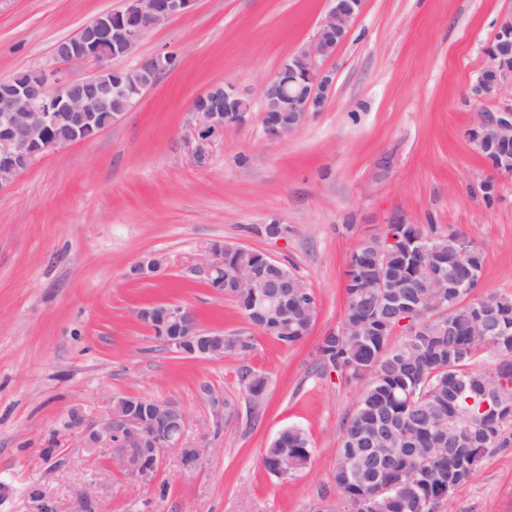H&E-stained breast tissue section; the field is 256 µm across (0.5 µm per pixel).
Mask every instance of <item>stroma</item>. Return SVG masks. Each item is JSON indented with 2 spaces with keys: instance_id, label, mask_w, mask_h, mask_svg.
<instances>
[{
  "instance_id": "35a3bbf8",
  "label": "stroma",
  "mask_w": 512,
  "mask_h": 512,
  "mask_svg": "<svg viewBox=\"0 0 512 512\" xmlns=\"http://www.w3.org/2000/svg\"><path fill=\"white\" fill-rule=\"evenodd\" d=\"M123 0H0V80L60 69L55 45ZM328 0H196L148 31L120 65L172 51L132 110L96 139L35 160L0 185V512H70L93 485L94 512H334L332 474L354 390L315 369L316 347L345 312L347 258L390 220L458 233L486 255L477 297L512 294V176L497 175L466 136L480 111L512 109V92L469 88L512 0H364L327 68L326 111L291 135L264 132L262 89L314 36ZM216 85L249 90L245 122L226 127L204 163L192 155L195 99ZM493 197L485 199L484 186ZM287 234L272 239L264 224ZM212 243L288 265L313 289L317 316L287 347L247 323L197 268ZM158 257L157 276L130 267ZM156 303L196 311L201 329L251 337L247 355L188 358L138 317ZM263 374L252 407L242 369ZM169 402L185 441L209 452L186 468L169 451L151 485L132 489L109 452L90 454L67 426L117 397ZM296 425L315 449L297 476L269 475L262 455ZM40 498H33L32 489ZM450 512H512V447L486 455Z\"/></svg>"
}]
</instances>
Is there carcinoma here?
<instances>
[{"label":"carcinoma","instance_id":"obj_1","mask_svg":"<svg viewBox=\"0 0 512 512\" xmlns=\"http://www.w3.org/2000/svg\"><path fill=\"white\" fill-rule=\"evenodd\" d=\"M159 74L123 69L112 79L155 84ZM78 118L61 114L54 133L68 139ZM404 246L371 239L348 256L358 271L345 284L344 321L355 330L335 329L322 337L318 369L334 372L356 391L355 410L342 423L332 474L336 512H436L450 505L461 486L476 480L489 453L512 447V294L478 298L476 290L485 253L461 235L424 231L415 224L398 227ZM429 249L423 256L421 249ZM384 250L383 273L398 288L360 287L371 257ZM442 263L448 280L465 281L450 288L439 307L424 298L417 271L426 259ZM413 318L404 339L391 342L398 322ZM312 324L299 312L283 327L270 318L258 326L265 335L293 346L307 337ZM253 348L247 336L224 337V350L239 355ZM487 349L495 362L477 365ZM241 379L250 396H267V379L249 369ZM488 400L490 409L480 411ZM314 448L307 433L289 426L274 437L262 456L264 469L282 477L280 464L291 461L288 476L310 465Z\"/></svg>","mask_w":512,"mask_h":512}]
</instances>
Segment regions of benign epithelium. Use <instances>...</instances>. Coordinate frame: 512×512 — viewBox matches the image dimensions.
<instances>
[{
	"instance_id": "obj_1",
	"label": "benign epithelium",
	"mask_w": 512,
	"mask_h": 512,
	"mask_svg": "<svg viewBox=\"0 0 512 512\" xmlns=\"http://www.w3.org/2000/svg\"><path fill=\"white\" fill-rule=\"evenodd\" d=\"M196 0H125L124 8L97 16L84 25L64 45L54 47L55 57L64 65L94 61L97 70L84 78H71L61 70L41 73L37 81L0 83V185L26 169L40 154L60 148L69 141L56 137L53 128L61 112H77L81 122L74 139L92 140L104 128L88 114L91 103L103 107L112 94L122 93L121 84L112 82L117 71L112 47L118 46L122 56H129L140 39L157 25L189 12ZM331 6L321 19L312 40L288 57V72L297 77L290 85L280 82L279 76L270 79L262 89L265 111L276 112L281 103L288 102V111L294 113L286 126H264L265 134L279 139L293 133L311 112H323L335 87V74L318 65L330 59L345 40L362 10V0H330ZM491 64L471 88L477 99L505 88L512 89V10L503 14L497 23L495 39L487 47ZM224 99L236 106V111L221 114L192 107L195 134L198 141L196 157H205V146L224 131V127L239 125L251 111L247 92L234 87L224 88ZM474 151L482 156L489 148L498 151L495 172L512 175V110L508 112H480L477 121L467 130ZM246 253L241 245L225 247L206 246L203 249L201 271L208 284L228 300L235 297L224 290L230 281L239 291L252 293L251 317L257 323L270 316L272 302H278L276 316L288 325L284 301L299 296L300 277L290 280L277 271L279 261L268 256L259 266H241L224 261V251ZM162 262L158 258L141 261L130 268L129 275L145 278L158 272ZM421 285L434 290L440 300L441 289L448 287V276L435 270L429 263L420 269ZM140 320L155 333L169 337L167 344L181 353V337L199 336L202 348L191 352L195 358L221 357L224 352V333L203 331L195 312L176 304H154L141 308ZM186 415L176 406L157 399L141 398V406L111 407L94 424L85 425L82 411L75 409L68 420V428L78 431L81 444L94 453L100 448L112 449V463L118 465L134 487L150 484L163 462L165 454L181 450L185 464L193 465L207 454L206 444L184 445Z\"/></svg>"
}]
</instances>
